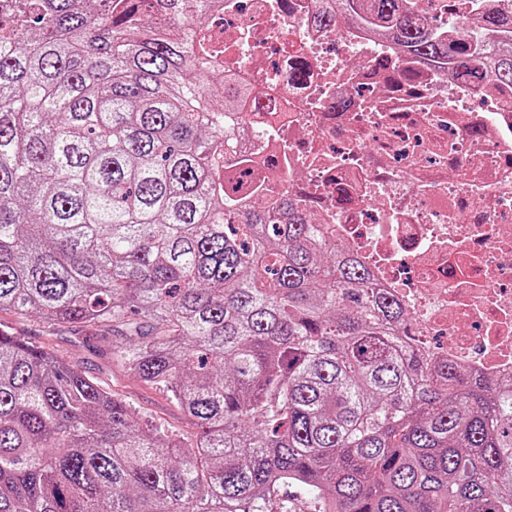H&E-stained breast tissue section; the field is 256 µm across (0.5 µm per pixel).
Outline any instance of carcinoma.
<instances>
[{
    "label": "carcinoma",
    "mask_w": 512,
    "mask_h": 512,
    "mask_svg": "<svg viewBox=\"0 0 512 512\" xmlns=\"http://www.w3.org/2000/svg\"><path fill=\"white\" fill-rule=\"evenodd\" d=\"M220 0H12L0 16V312L124 337L194 444L0 329V512H512V389L406 340L367 268L280 197L224 190ZM404 0H336L421 59L512 82Z\"/></svg>",
    "instance_id": "carcinoma-1"
}]
</instances>
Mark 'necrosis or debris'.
Instances as JSON below:
<instances>
[{"mask_svg":"<svg viewBox=\"0 0 512 512\" xmlns=\"http://www.w3.org/2000/svg\"><path fill=\"white\" fill-rule=\"evenodd\" d=\"M321 0H224L202 24L261 110L229 115L247 192L297 200L372 272L413 346L512 384V84L419 61ZM512 0H421L455 41Z\"/></svg>","mask_w":512,"mask_h":512,"instance_id":"necrosis-or-debris-1","label":"necrosis or debris"}]
</instances>
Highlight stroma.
Masks as SVG:
<instances>
[{"mask_svg":"<svg viewBox=\"0 0 512 512\" xmlns=\"http://www.w3.org/2000/svg\"><path fill=\"white\" fill-rule=\"evenodd\" d=\"M0 324L78 366L101 388L129 403L149 423L170 434L191 435V426L170 393L126 374L120 357L113 355L110 347L101 346L95 327L52 329L36 314L19 316L10 311L0 313Z\"/></svg>","mask_w":512,"mask_h":512,"instance_id":"stroma-1","label":"stroma"}]
</instances>
